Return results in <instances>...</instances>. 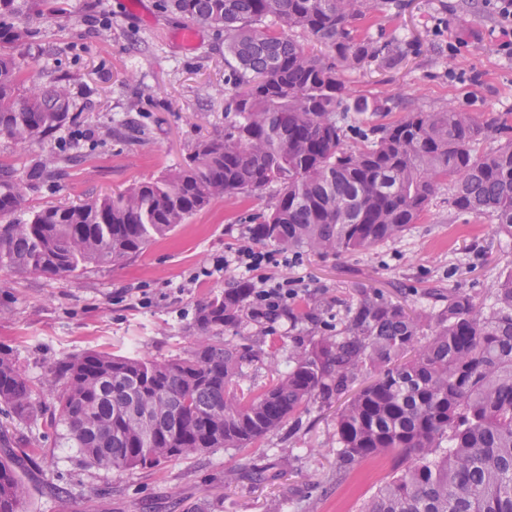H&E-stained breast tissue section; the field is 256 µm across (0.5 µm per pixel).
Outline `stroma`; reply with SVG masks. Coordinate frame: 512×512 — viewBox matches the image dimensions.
<instances>
[{"label":"stroma","instance_id":"obj_1","mask_svg":"<svg viewBox=\"0 0 512 512\" xmlns=\"http://www.w3.org/2000/svg\"><path fill=\"white\" fill-rule=\"evenodd\" d=\"M394 8L359 21L362 37L381 36L404 50L390 66L368 61L347 71L348 97H387L392 109L368 124L392 123L404 113L449 107L479 121L512 127V58L485 0H396ZM39 36L19 47L23 90L65 79L79 116L39 146L0 136V162L25 174L32 160H52L56 178L27 190L31 211L77 205L121 190L186 161L196 141L224 128V38L198 27L193 46L177 38L186 22L160 12L156 0H17ZM456 53H449V45ZM143 131L115 136L119 124ZM82 134L90 152L75 159L69 144ZM274 189L221 198L179 227L172 238L114 266H88L76 277L0 270V350L18 360L31 381L47 365L89 349L167 357L189 346L199 303L230 284L203 268L248 237L246 212L271 204ZM512 265V236L488 219L448 207L440 188L428 210L400 237L366 250L322 257L299 254L273 276L302 278L289 316L242 326L224 338L260 345V363L242 372V388L259 391L288 368L294 346L314 330L344 329L374 288L416 308L431 306L435 288H464L485 299ZM150 297L138 305L140 296ZM321 325L294 319L299 309ZM36 419L0 415V438L15 440L16 469L29 486L26 512H358L363 500L395 473L393 454L350 467L336 455L337 404L314 405L248 448H217L147 468L108 472L82 463L51 422L55 396L36 399Z\"/></svg>","mask_w":512,"mask_h":512}]
</instances>
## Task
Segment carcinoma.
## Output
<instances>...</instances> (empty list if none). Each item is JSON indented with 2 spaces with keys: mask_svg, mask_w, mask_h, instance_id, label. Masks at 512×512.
<instances>
[{
  "mask_svg": "<svg viewBox=\"0 0 512 512\" xmlns=\"http://www.w3.org/2000/svg\"><path fill=\"white\" fill-rule=\"evenodd\" d=\"M389 0H158L196 25L224 30V133L204 138L185 163L89 202L52 206L18 224L25 190L54 175L37 160L26 178L0 164V270L76 275L115 265L207 207L276 187L268 210L249 216L259 243L313 255L344 254L402 235L440 185L458 214L512 234V143L475 145L505 127L472 112H407L364 130L350 123L390 110V99L346 103L345 69L396 62L393 43L359 39L354 24ZM275 18L281 28L265 26ZM300 30L320 52L298 42ZM36 31L15 0H0V135L34 146L76 121L68 88L20 90L15 49ZM240 283L198 306L179 356L86 350L57 360L41 379L56 394V430L84 464L125 471L247 448L315 402L349 395L336 414L338 455L349 465L398 454L395 475L361 512H512V268L483 307L467 292H431L415 310L364 295L348 325L297 346L288 371L257 393L240 388L251 347L221 335L257 317ZM370 381L354 388L359 377ZM29 419L35 391L0 352V413ZM28 488L0 450V512H25Z\"/></svg>",
  "mask_w": 512,
  "mask_h": 512,
  "instance_id": "cac0c4a2",
  "label": "carcinoma"
}]
</instances>
